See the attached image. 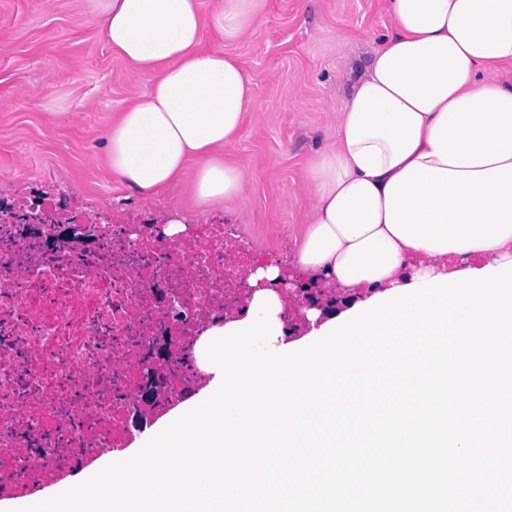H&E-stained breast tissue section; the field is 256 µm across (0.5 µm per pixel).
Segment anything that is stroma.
<instances>
[{
    "label": "stroma",
    "mask_w": 512,
    "mask_h": 512,
    "mask_svg": "<svg viewBox=\"0 0 512 512\" xmlns=\"http://www.w3.org/2000/svg\"><path fill=\"white\" fill-rule=\"evenodd\" d=\"M391 28L382 0H266L262 21L236 40L203 28L202 49L236 56L257 92L256 111L219 153L244 174L248 199L206 204L196 159L153 196L113 174L108 131L155 76L112 50L89 0H0V190L69 189L145 219L204 211L263 256L291 259L309 219L310 168L335 142L336 118Z\"/></svg>",
    "instance_id": "obj_1"
}]
</instances>
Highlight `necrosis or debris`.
Listing matches in <instances>:
<instances>
[{
    "label": "necrosis or debris",
    "mask_w": 512,
    "mask_h": 512,
    "mask_svg": "<svg viewBox=\"0 0 512 512\" xmlns=\"http://www.w3.org/2000/svg\"><path fill=\"white\" fill-rule=\"evenodd\" d=\"M0 215V497H30L76 467L127 448L144 368L165 407L208 379L204 329L245 297L255 254L220 221L158 236L61 192L14 198ZM101 229L73 248L69 224Z\"/></svg>",
    "instance_id": "1"
}]
</instances>
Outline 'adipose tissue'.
I'll return each instance as SVG.
<instances>
[{"mask_svg":"<svg viewBox=\"0 0 512 512\" xmlns=\"http://www.w3.org/2000/svg\"><path fill=\"white\" fill-rule=\"evenodd\" d=\"M108 43L151 91L108 132L113 174L145 195L204 158L202 201L246 200L231 145L255 87L238 59L198 52L201 28L234 38L264 0H90ZM392 30L336 124L305 186L310 225L292 268L342 309L437 275L512 260V0H386Z\"/></svg>","mask_w":512,"mask_h":512,"instance_id":"ef3b65f1","label":"adipose tissue"}]
</instances>
